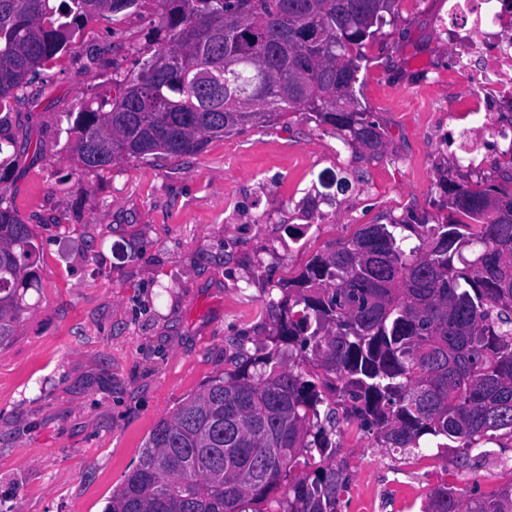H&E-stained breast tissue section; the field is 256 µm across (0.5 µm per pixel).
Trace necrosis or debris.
<instances>
[{
	"mask_svg": "<svg viewBox=\"0 0 512 512\" xmlns=\"http://www.w3.org/2000/svg\"><path fill=\"white\" fill-rule=\"evenodd\" d=\"M435 27L454 42L450 67L475 98L459 150L478 168L500 141H512V0H448Z\"/></svg>",
	"mask_w": 512,
	"mask_h": 512,
	"instance_id": "4bbe7bcc",
	"label": "necrosis or debris"
}]
</instances>
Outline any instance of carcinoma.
Masks as SVG:
<instances>
[{"label":"carcinoma","instance_id":"cac0c4a2","mask_svg":"<svg viewBox=\"0 0 512 512\" xmlns=\"http://www.w3.org/2000/svg\"><path fill=\"white\" fill-rule=\"evenodd\" d=\"M143 0H0V113L85 25ZM155 49L81 107L67 129L79 165L178 158L208 139L311 112L346 147L386 143L354 90L363 49L397 0H157ZM459 220L362 224L284 289L274 347L213 379L150 433L104 512H271L287 475L337 448L340 425L382 448L470 453L512 441V194L445 177ZM35 243L0 199V351L29 308ZM288 346V360L280 359ZM333 464L288 483L278 512H337ZM421 512H512V482L446 481Z\"/></svg>","mask_w":512,"mask_h":512}]
</instances>
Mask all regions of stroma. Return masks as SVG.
Listing matches in <instances>:
<instances>
[{
  "mask_svg": "<svg viewBox=\"0 0 512 512\" xmlns=\"http://www.w3.org/2000/svg\"><path fill=\"white\" fill-rule=\"evenodd\" d=\"M446 0H400L366 46L355 92L384 133L377 156L344 147L306 112L209 140L180 158L75 161L70 113L134 74L156 4L90 22L0 115V197L30 224L39 259L13 345L0 352V503L11 512H102L156 423L245 356L278 320L282 289L362 224H441L438 186L499 184L496 162L460 167L446 136L470 98L435 32ZM424 457L348 427L331 463L350 476L338 512H419L451 480L512 482V447L475 465L425 439Z\"/></svg>",
  "mask_w": 512,
  "mask_h": 512,
  "instance_id": "obj_1",
  "label": "stroma"
}]
</instances>
